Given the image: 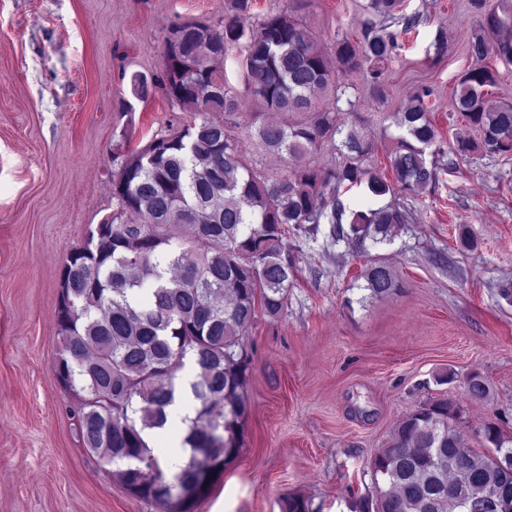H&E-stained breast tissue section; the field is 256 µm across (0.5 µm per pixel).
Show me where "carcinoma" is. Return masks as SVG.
Returning a JSON list of instances; mask_svg holds the SVG:
<instances>
[{
    "label": "carcinoma",
    "instance_id": "obj_1",
    "mask_svg": "<svg viewBox=\"0 0 512 512\" xmlns=\"http://www.w3.org/2000/svg\"><path fill=\"white\" fill-rule=\"evenodd\" d=\"M477 27L471 54L512 61V40L489 36L512 28V0H475ZM241 62L252 100L259 107L250 128L271 153L298 162L342 133L339 113L320 107L328 86L370 64V84L381 85L384 65L398 47L395 34L369 24L355 37L336 40L334 58L318 48L308 26L288 9L253 12V0H230L224 20L173 26L165 38L163 68L153 81L137 79L134 96L145 101L161 90L171 107L188 118L144 147L122 156L112 172V223L99 224L60 271L56 311L61 349L57 381L82 397L75 411L83 448L108 469L131 496L164 512H192L193 501L213 477L235 460L244 442L250 405L247 387L253 357L245 338L258 313L281 312L295 276V262L280 248L288 229L318 230L329 218V235L357 251L390 240L409 221L392 204L350 212L336 201L342 184L365 185L381 197L394 189L418 194L436 178L426 149L436 143L423 91L402 112L404 135L394 138L390 158L394 181L364 167L369 143L350 130L341 147L350 162L340 167L296 165L291 176L273 179L254 166L231 117L244 103L213 62L233 50ZM491 68L466 72L456 103L482 133L491 153L512 154V105L487 96ZM281 112H314L311 120L277 122ZM370 297L398 287L380 260L363 274ZM191 360L190 388L198 402L185 444V465L168 478L142 433L166 422L178 373ZM468 396L488 395L472 374ZM461 409L446 398L429 400L408 414L380 449L372 472L376 500L358 512H487L498 489L512 497V472L493 455L462 445L456 429ZM483 447L512 454V434L496 422L476 431ZM282 512H312L301 495L282 499Z\"/></svg>",
    "mask_w": 512,
    "mask_h": 512
}]
</instances>
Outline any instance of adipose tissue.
<instances>
[{
    "mask_svg": "<svg viewBox=\"0 0 512 512\" xmlns=\"http://www.w3.org/2000/svg\"><path fill=\"white\" fill-rule=\"evenodd\" d=\"M191 379V370H184L177 384L175 402L168 409L166 424L146 431L143 435L148 446L165 465L187 455L184 438L188 430V420L194 415V400L189 386Z\"/></svg>",
    "mask_w": 512,
    "mask_h": 512,
    "instance_id": "adipose-tissue-1",
    "label": "adipose tissue"
}]
</instances>
